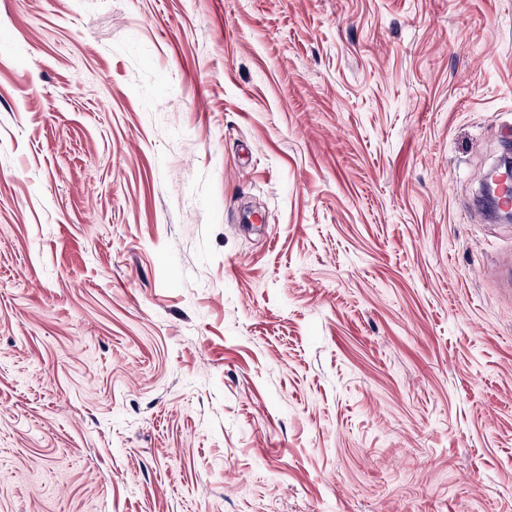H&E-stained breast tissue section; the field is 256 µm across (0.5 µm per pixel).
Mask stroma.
Instances as JSON below:
<instances>
[{
	"mask_svg": "<svg viewBox=\"0 0 512 512\" xmlns=\"http://www.w3.org/2000/svg\"><path fill=\"white\" fill-rule=\"evenodd\" d=\"M512 0H0V512H512ZM510 167L511 161L509 157L505 155L503 159L484 176L480 186V204L484 207L486 211L493 214L497 220L502 221L504 223H509L512 220L511 209H503L504 211H500L493 208L488 201V188L490 179L492 177L496 178L497 181L504 183L507 177V173L510 170ZM503 169L504 172L501 173L500 176L497 178L496 174L498 172H501V170Z\"/></svg>",
	"mask_w": 512,
	"mask_h": 512,
	"instance_id": "obj_1",
	"label": "stroma"
}]
</instances>
